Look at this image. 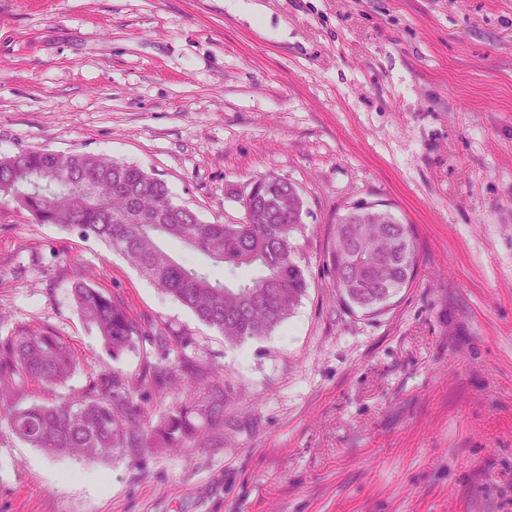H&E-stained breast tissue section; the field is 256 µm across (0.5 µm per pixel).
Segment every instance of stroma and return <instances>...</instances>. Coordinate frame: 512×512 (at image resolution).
I'll list each match as a JSON object with an SVG mask.
<instances>
[{"instance_id":"35a3bbf8","label":"stroma","mask_w":512,"mask_h":512,"mask_svg":"<svg viewBox=\"0 0 512 512\" xmlns=\"http://www.w3.org/2000/svg\"><path fill=\"white\" fill-rule=\"evenodd\" d=\"M31 148L137 165L208 223H242L257 177L291 182L308 288L232 345L108 243L0 204V338L47 329L77 359L0 394L57 404L116 372L142 434L183 411L204 430L96 461L0 432V512H512V0H0V156ZM374 201L419 267L370 318L326 252ZM77 282L143 328L119 360Z\"/></svg>"}]
</instances>
